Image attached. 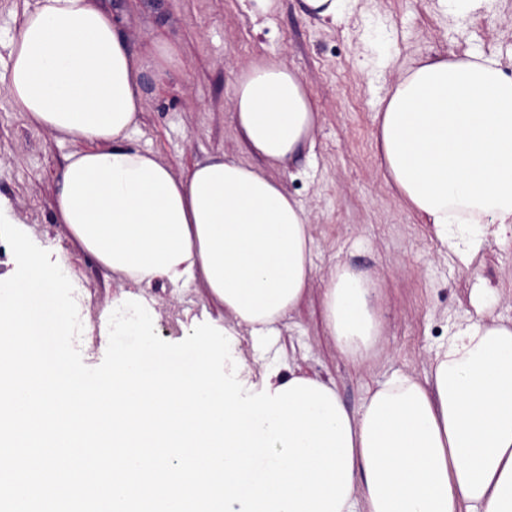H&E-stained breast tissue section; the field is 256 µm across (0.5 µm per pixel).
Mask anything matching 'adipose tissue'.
<instances>
[{
  "label": "adipose tissue",
  "mask_w": 512,
  "mask_h": 512,
  "mask_svg": "<svg viewBox=\"0 0 512 512\" xmlns=\"http://www.w3.org/2000/svg\"><path fill=\"white\" fill-rule=\"evenodd\" d=\"M0 66L14 111L76 144L55 192L69 242L131 286L197 284L258 342L307 296L315 240L272 175L313 145L319 114L300 75L261 58L233 85L253 166L220 156L175 176L131 146L147 88L170 82L174 45L137 57L123 0H24ZM376 146L442 254L470 265L512 230V76L496 55L425 58L377 112ZM376 285L344 265L322 295L338 350L365 361L381 334ZM352 485L341 512H512V322L470 317L426 378L397 372L348 412Z\"/></svg>",
  "instance_id": "ef3b65f1"
}]
</instances>
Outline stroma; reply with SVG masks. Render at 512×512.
I'll return each instance as SVG.
<instances>
[{
    "label": "stroma",
    "mask_w": 512,
    "mask_h": 512,
    "mask_svg": "<svg viewBox=\"0 0 512 512\" xmlns=\"http://www.w3.org/2000/svg\"><path fill=\"white\" fill-rule=\"evenodd\" d=\"M125 34L135 55L168 41L178 50L168 86L145 100L135 146L154 151L180 177L219 155L249 159L233 119L239 71L267 57L303 78L319 113L311 154L277 171L306 211L316 241L315 283L270 350L283 366L334 386L349 409L394 372L423 377L461 319L512 320V234L491 239L470 266L438 252L387 183L376 155V112L395 76L424 56L499 55L512 62V0H485L459 12L442 0H359L336 24L303 16L297 0L256 15L249 0H125ZM74 144L58 142L0 96V206L47 250L79 290L84 363L99 365L108 320L123 290L96 261L68 244L55 222L54 195ZM349 265L380 287L378 357L342 355L323 320L330 267ZM156 333L177 343L219 312L200 288L157 280L137 290Z\"/></svg>",
    "instance_id": "obj_1"
}]
</instances>
